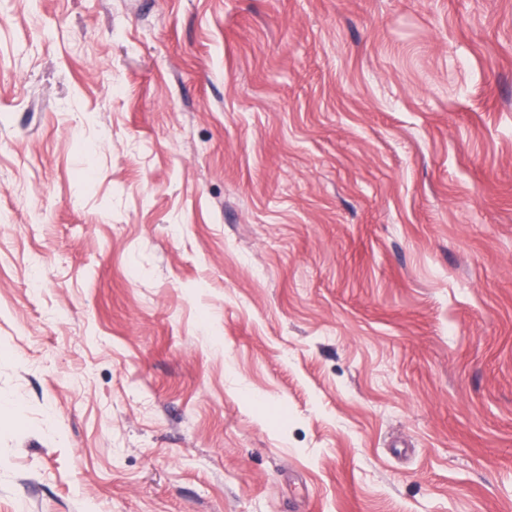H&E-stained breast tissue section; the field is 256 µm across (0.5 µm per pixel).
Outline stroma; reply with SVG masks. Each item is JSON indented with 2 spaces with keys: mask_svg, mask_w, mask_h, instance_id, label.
<instances>
[{
  "mask_svg": "<svg viewBox=\"0 0 512 512\" xmlns=\"http://www.w3.org/2000/svg\"><path fill=\"white\" fill-rule=\"evenodd\" d=\"M0 512H512V0H0Z\"/></svg>",
  "mask_w": 512,
  "mask_h": 512,
  "instance_id": "35a3bbf8",
  "label": "stroma"
}]
</instances>
